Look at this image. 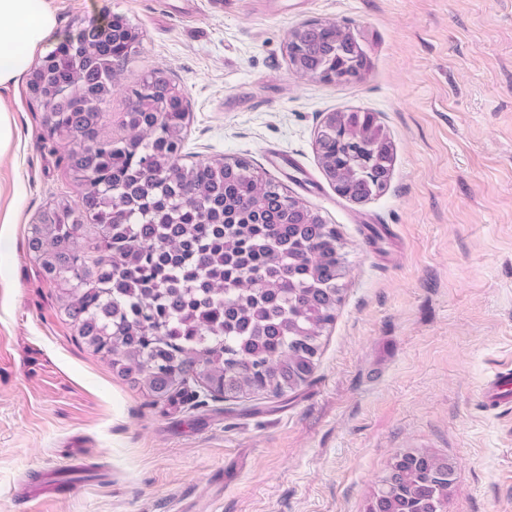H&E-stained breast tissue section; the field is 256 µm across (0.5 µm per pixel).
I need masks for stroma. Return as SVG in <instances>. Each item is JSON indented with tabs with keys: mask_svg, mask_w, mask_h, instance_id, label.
Listing matches in <instances>:
<instances>
[{
	"mask_svg": "<svg viewBox=\"0 0 512 512\" xmlns=\"http://www.w3.org/2000/svg\"><path fill=\"white\" fill-rule=\"evenodd\" d=\"M51 52L117 14L138 32L103 107L124 136L127 88L186 97L188 161H247L340 232L342 301L311 381L249 402L169 405L113 374L27 248L40 211L77 198L25 81L0 88V512L47 470L42 512H366L391 458H448L445 512H512V414L480 388L512 360V0H50ZM345 26L360 79H301L288 35ZM377 113L394 159L382 193L340 196L316 138L336 110ZM293 163L281 172L271 155Z\"/></svg>",
	"mask_w": 512,
	"mask_h": 512,
	"instance_id": "stroma-1",
	"label": "stroma"
}]
</instances>
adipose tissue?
Listing matches in <instances>:
<instances>
[{
	"mask_svg": "<svg viewBox=\"0 0 512 512\" xmlns=\"http://www.w3.org/2000/svg\"><path fill=\"white\" fill-rule=\"evenodd\" d=\"M57 20L48 0H0V87L16 83Z\"/></svg>",
	"mask_w": 512,
	"mask_h": 512,
	"instance_id": "1",
	"label": "adipose tissue"
}]
</instances>
